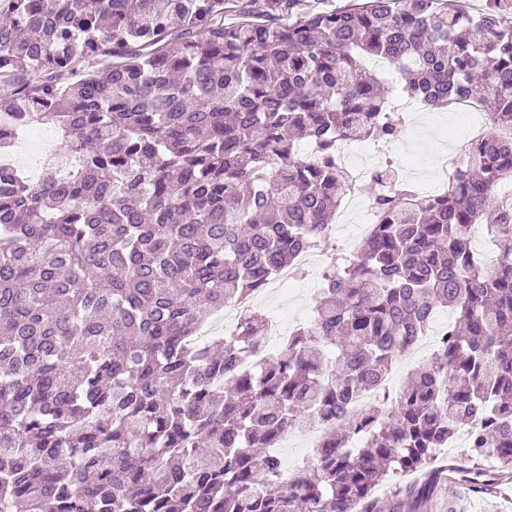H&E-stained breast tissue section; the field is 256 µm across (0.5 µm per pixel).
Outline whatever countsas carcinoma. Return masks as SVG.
Returning <instances> with one entry per match:
<instances>
[{"label":"carcinoma","mask_w":512,"mask_h":512,"mask_svg":"<svg viewBox=\"0 0 512 512\" xmlns=\"http://www.w3.org/2000/svg\"><path fill=\"white\" fill-rule=\"evenodd\" d=\"M298 2L238 0L288 22L227 26L228 0H0V156L36 116L73 160L36 183L0 167V512H360L463 424L471 470L512 475V18L499 0ZM371 57L428 108L477 102L487 135L438 195L372 174L391 190L369 235L279 354L260 357L252 311L197 340L328 246L339 143L400 132ZM445 309L427 364L350 415ZM317 418L330 434L288 483L273 449Z\"/></svg>","instance_id":"cac0c4a2"}]
</instances>
